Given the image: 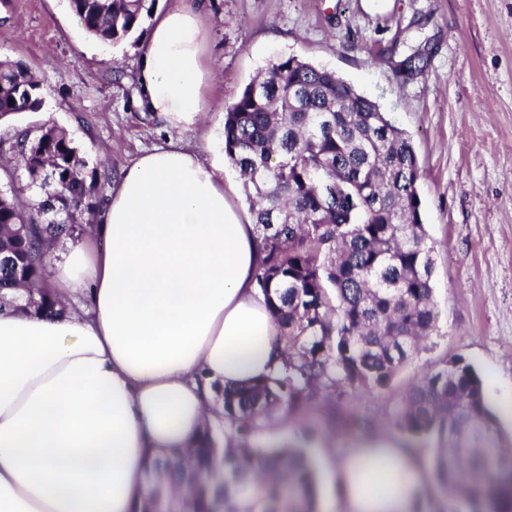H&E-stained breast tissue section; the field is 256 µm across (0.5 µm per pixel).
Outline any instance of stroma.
<instances>
[{
    "mask_svg": "<svg viewBox=\"0 0 512 512\" xmlns=\"http://www.w3.org/2000/svg\"><path fill=\"white\" fill-rule=\"evenodd\" d=\"M205 55L215 71L213 109L198 133L280 56L332 70L405 130L422 176L418 193L435 247L434 331L390 387L355 394L341 416L382 430L420 375L441 360L472 364L504 438L512 439V0H211ZM142 27L117 43L91 37L68 0H0V60L24 62L42 106L0 120V141L64 129L88 175L128 168L167 133L140 102L135 80ZM428 56L414 74L400 64ZM321 408L279 417L257 448H301L318 469V512L336 486L325 454L359 432Z\"/></svg>",
    "mask_w": 512,
    "mask_h": 512,
    "instance_id": "stroma-1",
    "label": "stroma"
}]
</instances>
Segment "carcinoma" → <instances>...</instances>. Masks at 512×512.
<instances>
[{"label": "carcinoma", "mask_w": 512, "mask_h": 512, "mask_svg": "<svg viewBox=\"0 0 512 512\" xmlns=\"http://www.w3.org/2000/svg\"><path fill=\"white\" fill-rule=\"evenodd\" d=\"M85 30L118 42L152 16L157 0H68ZM41 83L20 61H0V118L35 112ZM29 185H52L24 206L0 193V309L54 311L42 282L54 243L93 219L99 179L66 133L45 125L12 143ZM224 158L239 172L264 257L256 280L284 344L266 379L224 390L226 448L206 430L184 454L150 458L184 489L148 497L140 512H317L318 473L300 448L250 446L284 407L334 413L359 388L382 390L434 329L435 247L417 192L411 138L336 75L294 55L249 83L224 112ZM409 440L437 435L431 454L433 512L462 498L468 512H512V450L504 446L482 382L462 360L425 372L389 417Z\"/></svg>", "instance_id": "cac0c4a2"}]
</instances>
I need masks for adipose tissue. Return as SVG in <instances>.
I'll return each mask as SVG.
<instances>
[{
    "label": "adipose tissue",
    "mask_w": 512,
    "mask_h": 512,
    "mask_svg": "<svg viewBox=\"0 0 512 512\" xmlns=\"http://www.w3.org/2000/svg\"><path fill=\"white\" fill-rule=\"evenodd\" d=\"M206 14L157 12L135 61L145 110L182 135L214 82ZM262 258L212 139L145 150L46 269L79 310L0 311V512H138L149 456L190 447L223 418L216 388L278 364ZM429 469L396 436H360L332 465L335 512H422Z\"/></svg>",
    "instance_id": "obj_1"
}]
</instances>
